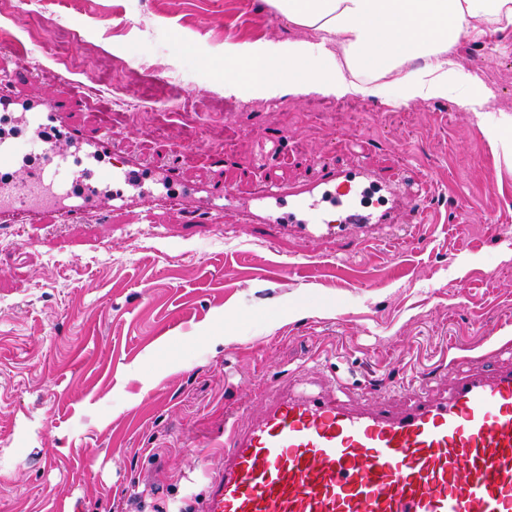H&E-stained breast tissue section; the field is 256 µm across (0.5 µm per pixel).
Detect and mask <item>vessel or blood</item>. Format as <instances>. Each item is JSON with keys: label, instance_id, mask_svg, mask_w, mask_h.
I'll return each instance as SVG.
<instances>
[{"label": "vessel or blood", "instance_id": "vessel-or-blood-1", "mask_svg": "<svg viewBox=\"0 0 512 512\" xmlns=\"http://www.w3.org/2000/svg\"><path fill=\"white\" fill-rule=\"evenodd\" d=\"M0 84V113L22 110L42 134V156L16 177V152L0 143V221L69 223L97 205L110 185L111 209L126 207L125 186L141 181L143 166L127 159L104 169L95 160L120 151L111 128L87 136L71 128L69 105L86 104L80 93L69 105L20 100L9 71ZM68 133L78 153L62 150ZM173 168H158L157 189L144 205L168 202L174 213L212 215L239 205L220 183L167 198ZM371 185L388 194L389 206L361 212L352 199ZM397 188L355 164L339 170L323 164L299 186L260 188L243 206L259 236L273 242L296 232L335 241L354 252L394 227ZM443 393L410 387L403 399L382 394L346 401L332 392H298L276 379L264 390V408L250 423L224 421V443L198 512H512V339L489 354L464 356Z\"/></svg>", "mask_w": 512, "mask_h": 512}]
</instances>
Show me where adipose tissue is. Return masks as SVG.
<instances>
[{"mask_svg": "<svg viewBox=\"0 0 512 512\" xmlns=\"http://www.w3.org/2000/svg\"><path fill=\"white\" fill-rule=\"evenodd\" d=\"M309 37L228 43L217 75L225 95L242 100L320 95L338 99L384 93L393 103L443 100L457 93L461 108L477 111L491 95L465 73L453 50L462 33L482 23L512 26V0H271ZM392 84H382L386 74Z\"/></svg>", "mask_w": 512, "mask_h": 512, "instance_id": "obj_1", "label": "adipose tissue"}]
</instances>
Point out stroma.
I'll return each instance as SVG.
<instances>
[{"label":"stroma","mask_w":512,"mask_h":512,"mask_svg":"<svg viewBox=\"0 0 512 512\" xmlns=\"http://www.w3.org/2000/svg\"><path fill=\"white\" fill-rule=\"evenodd\" d=\"M64 17L81 42L40 52L37 69L0 51V67L28 96L87 93L70 124L112 125L124 157L171 163L180 186L219 180L244 202L360 162L431 197L422 224L406 201L400 247L349 258L332 242L267 244L233 208L185 227L161 206L0 223V512H194L225 414L257 417L271 379L400 396L512 337V161L456 98L412 104L400 124L378 118L390 95L366 96L351 132L301 120L333 97L225 95V43L307 34L267 0H87ZM464 40L456 58L492 90L486 110L511 112L512 28ZM116 57L127 83L175 78L186 107L165 134V105L114 117L100 90Z\"/></svg>","instance_id":"obj_1"}]
</instances>
